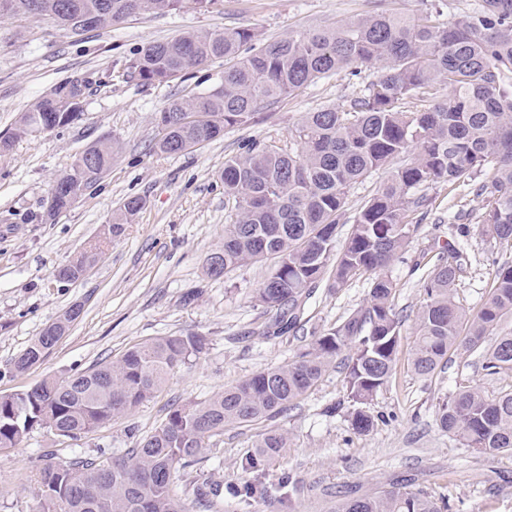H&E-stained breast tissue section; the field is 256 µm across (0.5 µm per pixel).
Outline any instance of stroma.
<instances>
[{
	"mask_svg": "<svg viewBox=\"0 0 512 512\" xmlns=\"http://www.w3.org/2000/svg\"><path fill=\"white\" fill-rule=\"evenodd\" d=\"M477 2L218 0L206 12H147L79 39L45 16L0 17V137L10 135L20 114L65 79L89 73L95 80L78 120L17 140L10 157L0 160V395L86 371L156 337L201 335L209 342L203 354L171 372L161 392L119 420L78 440L38 429L20 447L0 450V512H40L36 465L45 454L59 460L121 456L171 407L205 401L294 360L367 296L362 278L337 290L318 285L300 328L269 339L255 332L268 316L254 299L267 263L246 264L219 279L208 278L204 265L224 240L228 211L219 175L225 161L255 142L288 144L304 113L349 100L376 78L373 67L360 66L355 77L339 74L312 83L264 105L252 123L226 128L219 139L160 155L152 149L157 112L173 96L220 85L224 62L213 60L167 84L143 85L127 76L129 59L148 43L187 31L245 27L274 40L385 8L413 13L433 6L451 21ZM103 138L117 146L111 169L53 223H41L55 178L77 152ZM419 193L426 202L414 214L418 228L388 270L404 327L393 375L367 407L374 428L366 434L352 429L343 367L335 365L287 414L226 429L193 467L176 470L175 492L188 512H283L276 501L257 498L246 506L228 493L247 479L238 467L241 456L271 429L287 433L288 446L264 465L262 480L271 487L288 474L301 478L296 512H331L339 492L364 496L403 479L435 497H449L451 512H512V456H479L436 424L439 405L460 385L493 393L512 387V371L487 374L481 359L468 354L452 356L429 379L409 366L426 263L451 248L464 251L455 299L473 313L488 296L500 251L481 237V206L463 190L437 183ZM133 196L145 202L133 223L86 275L57 282L56 269L95 242ZM75 304L82 315L44 360L13 373L14 359Z\"/></svg>",
	"mask_w": 512,
	"mask_h": 512,
	"instance_id": "stroma-1",
	"label": "stroma"
}]
</instances>
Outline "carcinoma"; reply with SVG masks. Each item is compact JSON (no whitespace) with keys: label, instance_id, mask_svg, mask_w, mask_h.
<instances>
[{"label":"carcinoma","instance_id":"cac0c4a2","mask_svg":"<svg viewBox=\"0 0 512 512\" xmlns=\"http://www.w3.org/2000/svg\"><path fill=\"white\" fill-rule=\"evenodd\" d=\"M216 3L0 0V16L35 13L71 32L83 18L99 28L141 12H205ZM219 58L225 61L221 85L172 98L158 113L155 151L191 149L228 127L251 123L261 105L308 84L342 73L356 77L360 65L377 69L376 79L349 103L305 113L294 145L256 143L224 162L220 177L231 209L221 266L215 268L209 257L205 261V274L217 279L246 263L274 260L255 292V301L270 314L262 330L266 337L297 328L311 289L325 279L338 289L368 277L366 303L314 337L288 364L256 373L203 403L172 407L164 422L122 456L45 461L37 490L41 512H187L174 492V471L194 466L209 440L225 428L288 413L346 348L354 350L345 364L350 423L360 433L369 431L374 421L363 405L390 381L402 330L393 305L395 285L386 270L415 230L410 216L423 205L416 192L429 183L472 181L484 209L481 233L503 254L489 297L474 315L452 293L464 267L462 251L448 252L426 271L412 369L430 377L451 355L463 352L481 358L490 375L512 370V331H498L512 319V0H479L478 7L452 22L436 8L413 14L380 10L276 40H264L250 28L190 31L144 46L127 70L144 84H162ZM93 83L89 74L74 76L33 103L14 132L0 138V158L34 131L74 123ZM441 90L446 95L438 100ZM114 154L107 139L80 152L53 182L42 221L54 220L96 185ZM396 160L401 164L390 181L362 204L337 245L350 189ZM487 169L493 176L477 179ZM143 207L142 198H128L105 226V238L119 237ZM98 256L97 246L81 252L57 269V281L77 280ZM81 312L70 307L46 325L15 358L12 370L39 364ZM489 336L494 340L487 348ZM207 345L208 339L198 335L158 337L82 373L0 395V448H16L38 429L72 439L94 431L150 398L175 367L204 353ZM436 421L480 456L512 455V388L488 394L477 385L465 386L442 403ZM287 447L288 435L271 430L239 466L252 473ZM258 493L270 496L269 487L247 481L230 488L244 503ZM336 512H442V506L424 490L395 483L371 496L345 495Z\"/></svg>","mask_w":512,"mask_h":512}]
</instances>
